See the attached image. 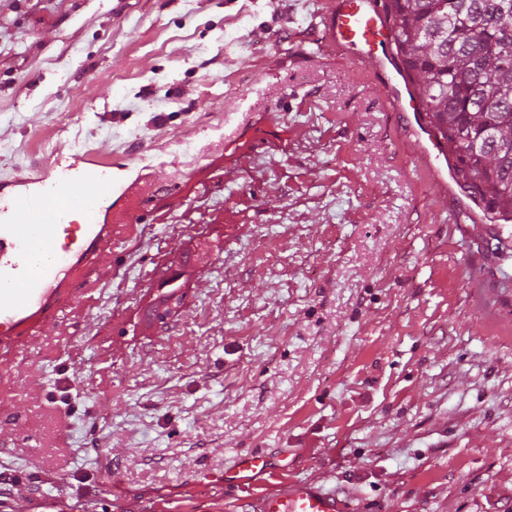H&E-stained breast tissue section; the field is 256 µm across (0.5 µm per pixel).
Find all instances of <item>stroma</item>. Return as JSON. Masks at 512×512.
Listing matches in <instances>:
<instances>
[{
  "mask_svg": "<svg viewBox=\"0 0 512 512\" xmlns=\"http://www.w3.org/2000/svg\"><path fill=\"white\" fill-rule=\"evenodd\" d=\"M318 0H0V181L61 155L145 201L91 301L0 378V512H512V341L469 299L480 224L437 196ZM184 299L150 321L163 281ZM287 454L249 482L238 454ZM259 512H343L334 496L311 484L288 486L282 493L265 498Z\"/></svg>",
  "mask_w": 512,
  "mask_h": 512,
  "instance_id": "1",
  "label": "stroma"
}]
</instances>
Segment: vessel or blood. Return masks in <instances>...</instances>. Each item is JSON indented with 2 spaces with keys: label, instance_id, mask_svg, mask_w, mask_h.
I'll return each instance as SVG.
<instances>
[{
  "label": "vessel or blood",
  "instance_id": "b4317fda",
  "mask_svg": "<svg viewBox=\"0 0 512 512\" xmlns=\"http://www.w3.org/2000/svg\"><path fill=\"white\" fill-rule=\"evenodd\" d=\"M324 39L321 49L370 62L385 96L401 111L413 113L412 133L425 140L421 159L436 195L447 196L444 176L449 161L439 150L435 132L409 95L399 58L394 54V29L384 0H321ZM134 185L117 186L108 162L73 154L58 157L38 177L18 176L0 183V365L12 363L40 336L58 313L77 302L82 287L96 275L112 246L116 216L130 213ZM473 307L482 321L512 328L497 289L473 279ZM260 452L240 456L226 481L244 483L269 469ZM259 512H342L335 497L312 485H293L265 498Z\"/></svg>",
  "mask_w": 512,
  "mask_h": 512
}]
</instances>
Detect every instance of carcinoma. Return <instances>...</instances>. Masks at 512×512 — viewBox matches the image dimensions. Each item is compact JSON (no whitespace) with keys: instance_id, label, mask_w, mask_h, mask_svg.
<instances>
[{"instance_id":"1","label":"carcinoma","mask_w":512,"mask_h":512,"mask_svg":"<svg viewBox=\"0 0 512 512\" xmlns=\"http://www.w3.org/2000/svg\"><path fill=\"white\" fill-rule=\"evenodd\" d=\"M395 51L459 185L512 222V0H388Z\"/></svg>"}]
</instances>
